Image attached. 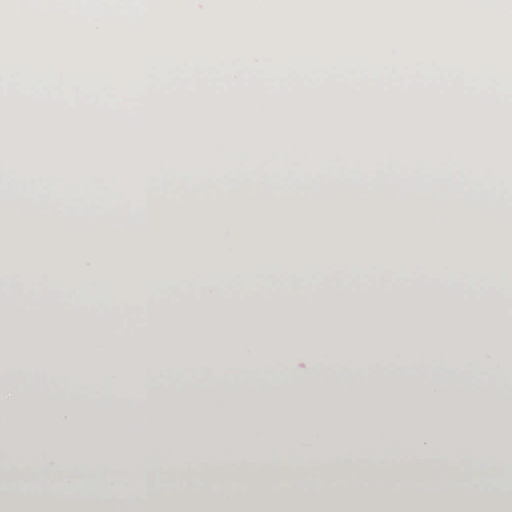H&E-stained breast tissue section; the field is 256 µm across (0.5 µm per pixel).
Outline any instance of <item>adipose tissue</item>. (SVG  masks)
I'll list each match as a JSON object with an SVG mask.
<instances>
[{
  "label": "adipose tissue",
  "instance_id": "ef3b65f1",
  "mask_svg": "<svg viewBox=\"0 0 512 512\" xmlns=\"http://www.w3.org/2000/svg\"><path fill=\"white\" fill-rule=\"evenodd\" d=\"M361 167L336 180L273 168L250 151L247 183L181 176L197 156L27 158L52 179L100 185L109 177L135 203L88 207L68 193L40 195L0 167V355L31 337H64L31 349L26 371L76 387L145 389L146 430L132 443L77 422L68 398L40 405L46 447L35 465L13 448L31 439L22 390L0 387V512H121L127 500L149 512H512V492L490 493L486 477L512 468V412L482 399L490 380H512V348L500 346L512 306L497 294L512 281L500 225L472 207L480 196L512 214L496 152L398 150V168L359 150ZM128 232L114 235L112 224ZM51 231L55 260L34 263L33 242ZM352 277L349 288L308 287L316 267ZM89 291L93 317L68 302ZM133 314V334L104 332L112 313ZM332 352L340 368L397 348L408 373L445 359L469 371L473 394L428 383L380 398L368 391L327 394L308 387L288 398H234L205 384L201 358L220 351L224 366L262 374L271 358L291 369L288 345ZM193 374L194 396L161 402L162 386ZM468 411L473 427L447 437L430 423ZM472 448L483 471L454 491L403 476L371 480L372 463L405 455L447 464ZM178 471L182 488L142 491L145 477Z\"/></svg>",
  "mask_w": 512,
  "mask_h": 512
}]
</instances>
